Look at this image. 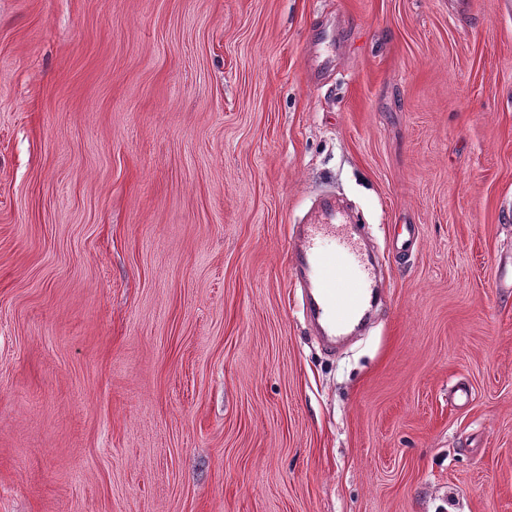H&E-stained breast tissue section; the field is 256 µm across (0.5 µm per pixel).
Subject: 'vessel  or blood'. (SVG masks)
Returning <instances> with one entry per match:
<instances>
[{
  "label": "vessel or blood",
  "instance_id": "1",
  "mask_svg": "<svg viewBox=\"0 0 512 512\" xmlns=\"http://www.w3.org/2000/svg\"><path fill=\"white\" fill-rule=\"evenodd\" d=\"M290 271L310 290L305 308L324 335L342 334L362 313L376 280L375 264L359 245L346 215L336 212L334 200H323L316 218L301 225L290 241ZM351 291L337 297V280Z\"/></svg>",
  "mask_w": 512,
  "mask_h": 512
}]
</instances>
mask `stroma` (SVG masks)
Returning a JSON list of instances; mask_svg holds the SVG:
<instances>
[{
    "mask_svg": "<svg viewBox=\"0 0 512 512\" xmlns=\"http://www.w3.org/2000/svg\"><path fill=\"white\" fill-rule=\"evenodd\" d=\"M325 190L383 261L334 351ZM511 273L502 0H0V512H512Z\"/></svg>",
    "mask_w": 512,
    "mask_h": 512,
    "instance_id": "1",
    "label": "stroma"
}]
</instances>
